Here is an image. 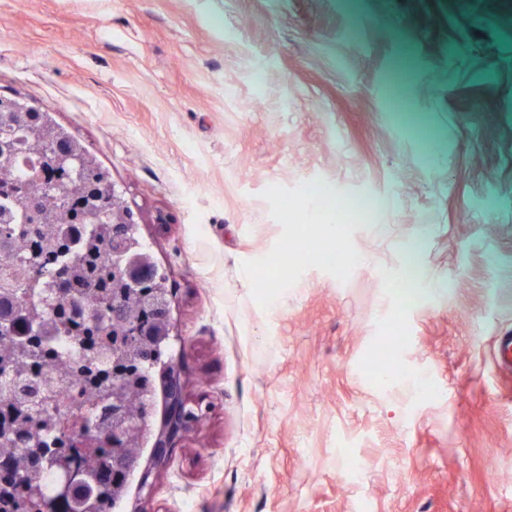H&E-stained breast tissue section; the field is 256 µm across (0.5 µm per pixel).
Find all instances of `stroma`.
Masks as SVG:
<instances>
[{
    "label": "stroma",
    "instance_id": "35a3bbf8",
    "mask_svg": "<svg viewBox=\"0 0 512 512\" xmlns=\"http://www.w3.org/2000/svg\"><path fill=\"white\" fill-rule=\"evenodd\" d=\"M0 96L98 158L167 272L186 390L213 410L150 512H512V375L495 365L512 11L0 0ZM310 185L372 199V222ZM337 223L342 263L306 250Z\"/></svg>",
    "mask_w": 512,
    "mask_h": 512
}]
</instances>
